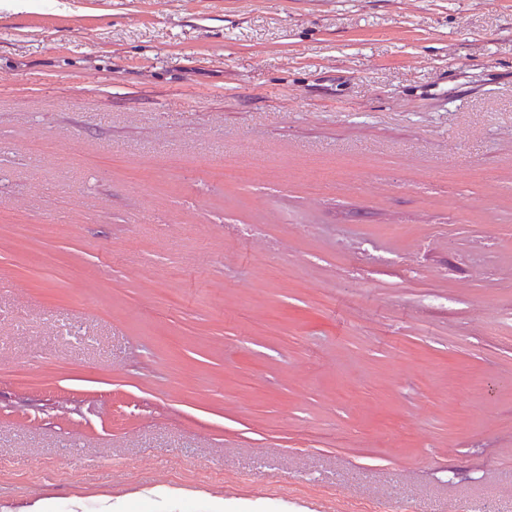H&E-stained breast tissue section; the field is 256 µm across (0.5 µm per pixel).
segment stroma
Segmentation results:
<instances>
[{"mask_svg": "<svg viewBox=\"0 0 512 512\" xmlns=\"http://www.w3.org/2000/svg\"><path fill=\"white\" fill-rule=\"evenodd\" d=\"M106 497L512 512V0H0V512Z\"/></svg>", "mask_w": 512, "mask_h": 512, "instance_id": "1", "label": "stroma"}]
</instances>
